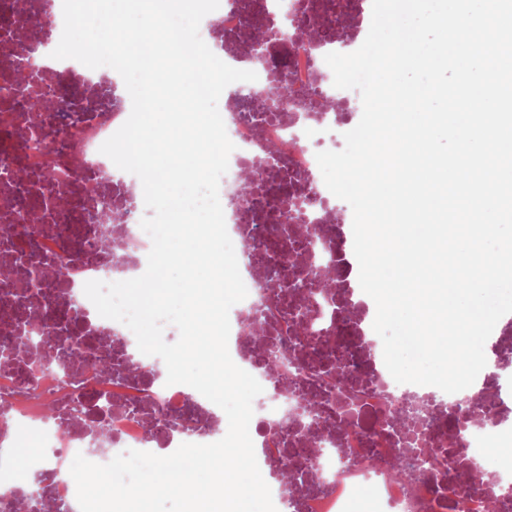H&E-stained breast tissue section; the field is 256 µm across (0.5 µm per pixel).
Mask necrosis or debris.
Masks as SVG:
<instances>
[{
    "label": "necrosis or debris",
    "mask_w": 512,
    "mask_h": 512,
    "mask_svg": "<svg viewBox=\"0 0 512 512\" xmlns=\"http://www.w3.org/2000/svg\"><path fill=\"white\" fill-rule=\"evenodd\" d=\"M222 0L205 16L206 31L227 61L241 58L247 37L264 31L278 6L304 4L327 23L358 13L362 0ZM52 15L63 30L62 0H0V512H80L69 468L76 455L97 464L135 449L174 452L227 432L224 411L184 384L156 378L158 361L142 354L124 324L96 316L85 282L142 275L152 247L140 221L148 216L140 179L113 175L100 146L127 120V91L106 97L109 67L82 63L57 70L28 66L20 37L34 19ZM277 59L257 81L237 85L221 116L235 145L219 186L226 228L248 296L229 312V352L263 392L249 425L259 468L287 473L270 485L277 512H349L360 486L372 488L379 512H512V408L497 378L454 394L397 383L368 303L350 281L355 264L342 237L349 215L338 214L317 152L336 147V129L352 122L356 96L333 85L322 55L282 34ZM283 72L287 98L270 99L269 75ZM54 110L63 134L39 135L29 110L34 94ZM62 191L51 208L26 202L42 180ZM78 255L67 281L54 270L70 248ZM63 337L58 369L41 353L21 349L32 329ZM80 405L78 416L69 413ZM190 418L183 431L169 420ZM100 431L107 450L90 447ZM39 435L51 448L56 475L34 508L27 475L13 472L10 445ZM305 458L308 469L288 468Z\"/></svg>",
    "instance_id": "obj_1"
}]
</instances>
